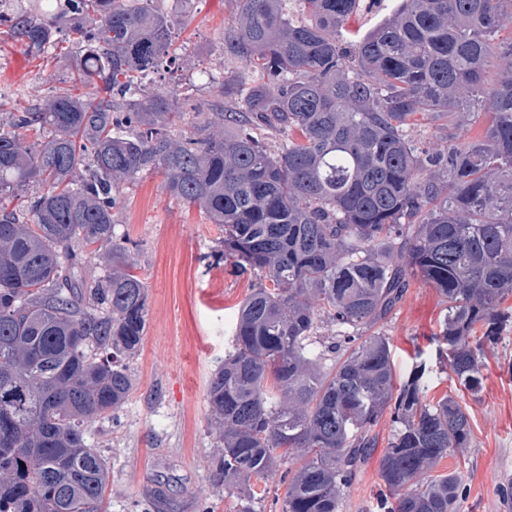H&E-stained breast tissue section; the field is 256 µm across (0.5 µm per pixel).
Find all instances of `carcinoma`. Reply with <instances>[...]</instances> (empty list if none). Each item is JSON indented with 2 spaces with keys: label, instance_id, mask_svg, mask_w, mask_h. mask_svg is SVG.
I'll return each instance as SVG.
<instances>
[{
  "label": "carcinoma",
  "instance_id": "obj_1",
  "mask_svg": "<svg viewBox=\"0 0 512 512\" xmlns=\"http://www.w3.org/2000/svg\"><path fill=\"white\" fill-rule=\"evenodd\" d=\"M27 53L78 35L75 96L61 89L0 123V512H102L109 467L85 421L121 407L147 291L117 240L121 184L161 173L176 200L224 225L217 257L262 284L240 305L233 350L207 383L224 486L288 472L282 512H341L385 412L383 512H457L468 415L427 399L426 366L396 382L371 329L420 276L446 312L435 341L459 384L482 389L485 346L512 325V0H399L344 45L360 0H235L224 54L250 72L236 131L174 139L177 94L144 80L175 25L161 0H0ZM507 61L494 84L496 58ZM484 113L481 137L466 124ZM437 143L409 136L419 119ZM281 136L277 153L266 135ZM112 271L87 282L74 246ZM336 326L321 344L320 324Z\"/></svg>",
  "mask_w": 512,
  "mask_h": 512
}]
</instances>
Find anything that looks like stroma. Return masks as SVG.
I'll list each match as a JSON object with an SVG mask.
<instances>
[{
    "instance_id": "1",
    "label": "stroma",
    "mask_w": 512,
    "mask_h": 512,
    "mask_svg": "<svg viewBox=\"0 0 512 512\" xmlns=\"http://www.w3.org/2000/svg\"><path fill=\"white\" fill-rule=\"evenodd\" d=\"M161 6L177 20L176 59L150 74L148 83L176 89L179 116L170 132L181 138L213 121L215 83L243 70L224 53L235 2L162 0ZM72 71L64 49L33 57L0 26V110L19 112L71 87ZM115 234L137 264L148 307L143 346L129 363V398L111 415L84 424L88 444L108 461L104 510L240 512L239 491L225 490L216 474L220 450L206 390L231 348L237 310L257 278L215 258L219 225L171 197L159 173L123 185ZM443 310L437 289L418 276L376 330L389 341L398 378L426 361L429 398L453 397L468 415L470 446L450 452L436 468L463 473L466 494L458 512H512V499L500 494L503 484L512 483V331L487 351L483 389L474 395L437 358L434 336ZM370 434L374 448L346 487L342 512H379V462L392 434L390 415ZM297 466L296 459L281 458L273 473L256 481V490L265 493L256 512H281L286 473Z\"/></svg>"
}]
</instances>
